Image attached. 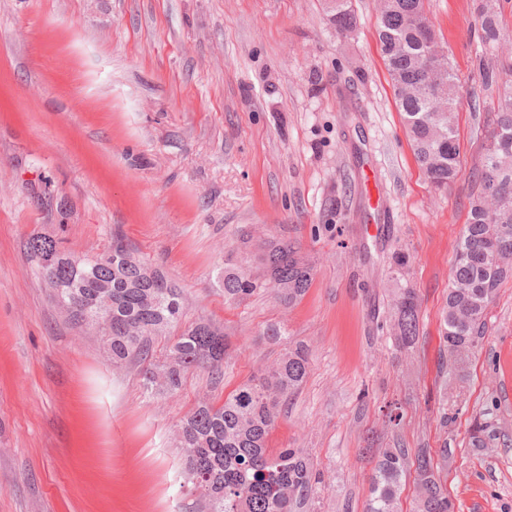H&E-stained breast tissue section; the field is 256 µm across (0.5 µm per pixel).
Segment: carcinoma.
Segmentation results:
<instances>
[{
	"label": "carcinoma",
	"instance_id": "obj_1",
	"mask_svg": "<svg viewBox=\"0 0 512 512\" xmlns=\"http://www.w3.org/2000/svg\"><path fill=\"white\" fill-rule=\"evenodd\" d=\"M331 21L342 36L354 30L351 0H331ZM425 12L424 0H386L377 36L397 103L419 166L439 188L457 177L460 151L454 113L458 76L453 67L442 79L434 102L421 93L424 72L418 58L421 32L415 27ZM482 42L494 48L502 33L497 16L480 12ZM512 103L499 104L481 169L479 193L471 202L467 224L456 245L448 279V297L441 313V336L448 358L463 363L484 335L486 310L501 286L512 280ZM123 258L106 259L113 246ZM26 247L40 251L47 265L39 269L60 302L71 306L78 324L97 325L112 363L131 357L147 359L153 337L164 334L181 318L182 291L163 272L135 257L115 235L112 247L79 255L60 247L49 236L33 234ZM263 279L242 266L224 267V299L232 300L269 288L285 305L299 301L310 288L314 267L298 242L272 237L258 248ZM409 256L397 252L391 263L390 329L404 350L415 346L420 331L418 296L405 279ZM230 347L224 332L206 320L185 327L170 340L167 357L143 373L150 392L175 395L186 376L204 369L219 379ZM309 372L305 347L288 348L267 373L224 396L220 403L201 402L180 423L178 438L192 490L209 512H309L322 476L301 448H268V436L279 416L280 399L299 389ZM408 450L381 448L371 471L372 497L365 512H398V492ZM448 465V450L437 459L429 448L415 457L418 498L413 512H453L439 472Z\"/></svg>",
	"mask_w": 512,
	"mask_h": 512
}]
</instances>
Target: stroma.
<instances>
[{"instance_id":"1","label":"stroma","mask_w":512,"mask_h":512,"mask_svg":"<svg viewBox=\"0 0 512 512\" xmlns=\"http://www.w3.org/2000/svg\"><path fill=\"white\" fill-rule=\"evenodd\" d=\"M482 2L425 0L459 77L461 167L440 191L396 105L379 0H352L347 37L330 0H0V512H206L187 492L180 420L296 342L310 373L270 445L323 472L313 512H363L365 452L397 444L447 450L455 512H512V281L466 363L439 336L473 174L512 86V0H493L490 50ZM36 232L79 254L121 234L182 288L181 326L223 329V377L146 393L143 361L113 365L100 330L54 297L24 249ZM280 233L315 262L306 295L225 301L242 239ZM398 251L421 303L406 354L386 330ZM271 323L285 339L264 336ZM480 25L482 30V42L488 48H494L499 42L502 33L495 13H488L484 6L480 12Z\"/></svg>"}]
</instances>
